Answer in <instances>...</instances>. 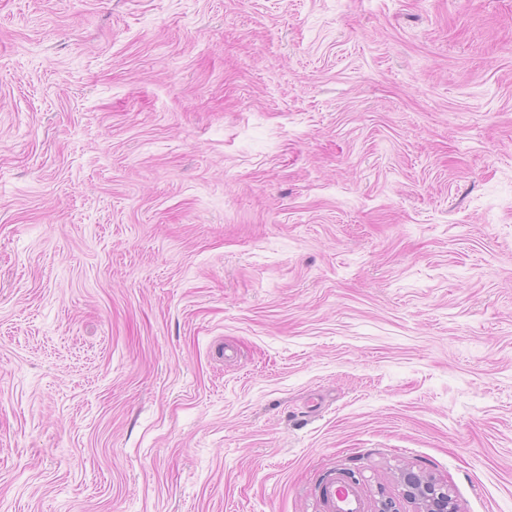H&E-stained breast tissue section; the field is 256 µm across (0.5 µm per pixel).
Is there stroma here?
<instances>
[{
    "label": "stroma",
    "instance_id": "stroma-1",
    "mask_svg": "<svg viewBox=\"0 0 512 512\" xmlns=\"http://www.w3.org/2000/svg\"><path fill=\"white\" fill-rule=\"evenodd\" d=\"M512 512V0H0V512ZM400 480L406 498L417 505L416 512H458L447 485L412 470L403 471ZM327 508L323 512H366L357 486L333 476L323 490Z\"/></svg>",
    "mask_w": 512,
    "mask_h": 512
}]
</instances>
